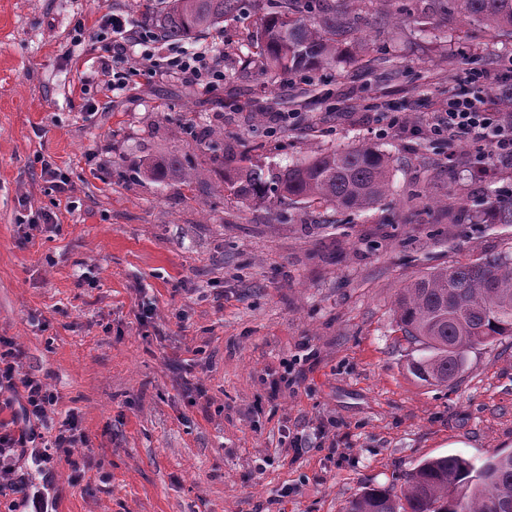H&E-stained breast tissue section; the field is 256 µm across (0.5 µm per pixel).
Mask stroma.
<instances>
[{"instance_id": "35a3bbf8", "label": "stroma", "mask_w": 512, "mask_h": 512, "mask_svg": "<svg viewBox=\"0 0 512 512\" xmlns=\"http://www.w3.org/2000/svg\"><path fill=\"white\" fill-rule=\"evenodd\" d=\"M405 3L396 22L393 0H359L368 53L284 75L255 64L252 6L189 41L223 57V81L160 77L130 53L116 92L99 20L160 33L155 0H0V336L56 395L12 463L49 512H344L425 458L512 451V336L428 385L393 316L415 278L512 252V224L482 218L512 168L480 180L471 145L374 120L427 124L471 70L496 80L512 38ZM227 143L272 175L370 144L392 158L390 191L355 216L246 202L224 182ZM446 195L451 209L430 205ZM72 418L89 447L43 458Z\"/></svg>"}]
</instances>
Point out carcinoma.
I'll return each mask as SVG.
<instances>
[{"mask_svg": "<svg viewBox=\"0 0 512 512\" xmlns=\"http://www.w3.org/2000/svg\"><path fill=\"white\" fill-rule=\"evenodd\" d=\"M163 33L182 40L244 9L246 0H162ZM257 55L269 72L313 71L343 53L367 50L353 37L348 14L330 0H260ZM487 28L512 35V0H434ZM391 157L370 145L326 151L268 180L261 170L236 167L227 185L244 201L276 195L358 213L388 194ZM394 315L402 335L419 345L410 372L428 384H447L464 372L471 349L512 336V254L441 268L398 294ZM345 512H512V452H492L479 465L461 455L426 459L408 473L401 495L384 486L351 497Z\"/></svg>", "mask_w": 512, "mask_h": 512, "instance_id": "carcinoma-1", "label": "carcinoma"}]
</instances>
